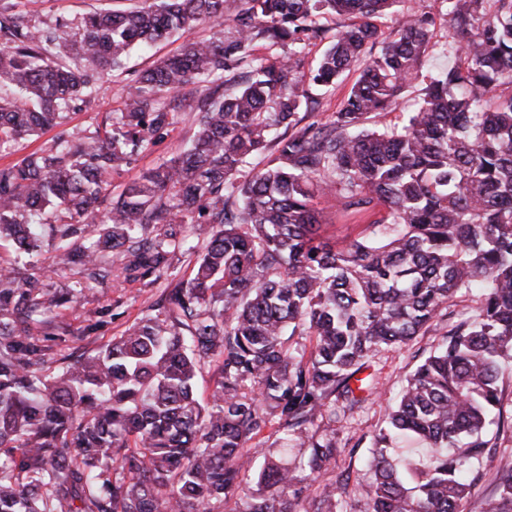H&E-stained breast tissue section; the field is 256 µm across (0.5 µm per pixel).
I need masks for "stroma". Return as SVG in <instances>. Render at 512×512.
<instances>
[{"label": "stroma", "mask_w": 512, "mask_h": 512, "mask_svg": "<svg viewBox=\"0 0 512 512\" xmlns=\"http://www.w3.org/2000/svg\"><path fill=\"white\" fill-rule=\"evenodd\" d=\"M138 4L139 0H20L18 10L30 24L52 27L59 22L79 20L90 12L130 10ZM177 46V41L168 40L148 49L136 50L122 68L105 75L94 98L85 102L75 101L63 113L59 127L0 144V167L15 163L25 154L50 144L59 132L78 133L107 124L110 118L117 116L121 94L132 87L135 71L149 67ZM196 130L195 113H179L175 122L157 137L148 150L138 155L129 167L113 174V194H120L124 185L143 171L175 157L188 146ZM315 207L321 235L336 244H345L369 232L366 220L344 213L332 198L318 197ZM195 262V255H181L174 260L172 269L154 282L139 277L135 272H122L120 264H113V275L109 280L92 285L85 290L81 303L60 310L53 319L54 325L76 330L87 325L97 310L109 308L105 327L82 340L69 341L70 353L76 356L90 354L121 336L135 320L149 314L165 288L190 279ZM476 305V294L459 293L451 302L444 322L415 336L408 346L386 349L370 360L363 374L371 379L375 392L352 411L337 415L336 432L341 445L327 469L328 480H340L353 486L367 479L366 464L373 438L385 424L388 406L394 403L410 373L438 346L443 333ZM501 386L503 421L489 425L483 435L490 453L474 465L479 479L464 506L465 512H482L486 502L496 494L498 472L512 466V365L506 367Z\"/></svg>", "instance_id": "35a3bbf8"}]
</instances>
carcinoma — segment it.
<instances>
[{"instance_id": "cac0c4a2", "label": "carcinoma", "mask_w": 512, "mask_h": 512, "mask_svg": "<svg viewBox=\"0 0 512 512\" xmlns=\"http://www.w3.org/2000/svg\"><path fill=\"white\" fill-rule=\"evenodd\" d=\"M402 2L142 0L55 31L0 10V85L22 93L0 96V141L58 125L134 43L219 27L138 73L110 127L0 167V239L19 258L42 250L36 217L47 209L56 265L86 280L109 275L105 250L143 278L197 251L157 314L77 357L54 349L73 332L39 328L84 289L0 263V512H215L248 483L258 452L248 443L273 424L307 449V474L267 458L257 494L235 512H342L343 483L292 490L336 456L328 404L353 409L362 398L350 381L380 348L408 345L475 289V318L445 332L409 377L374 438L373 479L354 488L364 512H463L476 480L468 463L486 452L481 434L500 417L512 360V0H434L442 44L435 15ZM326 16L351 22L328 38ZM387 16L385 37L376 21ZM324 40L304 72L306 48ZM259 45L270 55L256 57ZM439 53L460 63L423 73ZM353 68L346 98L318 119L319 97ZM419 79L402 123L370 125ZM186 107L198 113L188 149L110 201L112 173ZM321 195L371 217L374 236L322 239ZM185 224L208 225L201 246L186 244ZM296 335L312 337L309 353L288 346ZM214 357L220 380L204 405L195 380ZM318 419L328 425L310 432ZM397 435L428 448L425 460L393 457ZM483 512H512V467Z\"/></svg>"}]
</instances>
